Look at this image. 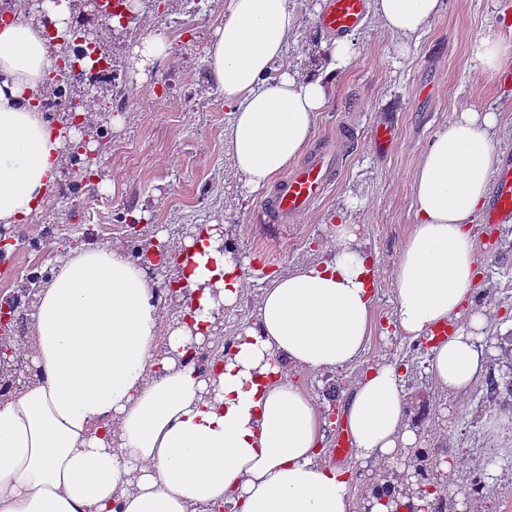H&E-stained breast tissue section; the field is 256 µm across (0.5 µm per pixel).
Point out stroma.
<instances>
[{
  "label": "stroma",
  "mask_w": 512,
  "mask_h": 512,
  "mask_svg": "<svg viewBox=\"0 0 512 512\" xmlns=\"http://www.w3.org/2000/svg\"><path fill=\"white\" fill-rule=\"evenodd\" d=\"M325 3L290 0L298 17L285 53L291 70L306 73L321 64L320 44L329 35L317 19ZM225 5L206 0L193 13L185 0H140L131 22L110 27L85 0H72L80 29L99 35L112 64V78L93 77L80 86L88 124L96 130V148L87 158L110 187L101 190L99 178L62 168L42 213L21 230L13 258L0 272V297L32 302L22 290L26 273L50 272L87 232L134 253L151 240L177 243L192 228L214 222L245 259L248 280L240 301L224 312V331L215 341L222 348L253 321L257 296L273 276L326 259L334 224L360 225L375 287L373 334L358 368L382 359L409 368L406 411L418 443L406 466L417 464L423 452L452 462V470L436 478L447 493L446 512H512V404L492 399L481 380L463 393L441 390L427 372L430 351L393 332L397 260L415 222L414 176L436 133L466 109L497 113L493 146L501 160H512V81L483 73L470 58L479 34L512 25V0H444L440 15L411 37L404 55L397 51L398 37L367 13L350 34L356 54L337 77L313 135L320 141L350 125L354 149L323 202L285 224L260 222L265 194L246 192L236 176L228 147L232 115L206 77L209 33L223 23ZM148 34L169 36L172 50L137 84L129 78L127 55ZM384 121L395 125L396 136L381 151L371 131ZM474 231L479 273L473 307L488 314L487 369L503 383L512 380V229L491 234L478 220ZM356 370L296 373L292 379L324 411L343 406ZM331 385L336 396L330 401ZM343 428L339 417L328 424L326 460L347 470L360 494L378 482L377 466L353 455L336 460L333 449Z\"/></svg>",
  "instance_id": "1"
}]
</instances>
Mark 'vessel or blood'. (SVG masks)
Wrapping results in <instances>:
<instances>
[{"label": "vessel or blood", "mask_w": 512, "mask_h": 512, "mask_svg": "<svg viewBox=\"0 0 512 512\" xmlns=\"http://www.w3.org/2000/svg\"><path fill=\"white\" fill-rule=\"evenodd\" d=\"M365 13L366 0H327L318 23L328 33L341 35L354 30ZM340 168V154L327 145H318L307 160L287 174L280 188L264 199V219L282 224L313 210L337 181ZM491 198L487 226L496 231L512 222V164L498 171Z\"/></svg>", "instance_id": "1"}]
</instances>
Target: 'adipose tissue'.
<instances>
[{"instance_id":"1","label":"adipose tissue","mask_w":512,"mask_h":512,"mask_svg":"<svg viewBox=\"0 0 512 512\" xmlns=\"http://www.w3.org/2000/svg\"><path fill=\"white\" fill-rule=\"evenodd\" d=\"M443 0H372L384 27L409 38ZM297 16L289 0H227L212 34L208 77L232 114L229 152L250 191L272 184L308 148L329 91L349 64L348 37L325 45L319 72L282 67ZM74 24L71 0H41L37 17L0 14V224L28 223L61 176L68 144L34 97ZM171 51L161 35L131 49L145 82ZM471 53L503 77L512 42L488 30ZM497 118L466 110L439 131L414 180L416 221L396 271L402 338L431 341L429 371L451 392L484 367L485 313L460 322L477 264L471 230L498 155ZM355 224L333 227L331 255L261 288L252 322L223 364L201 370L189 351L211 342L244 292L222 228H194L177 250L181 314L161 322L152 264L109 241L86 242L53 267L33 301L32 333L17 346L25 383L0 384V512H349L350 479L323 456V422L289 370L332 371L362 358L371 336L372 281ZM449 325L447 338L435 330ZM164 350H156L157 336ZM405 370L369 366L345 404L357 458L394 474L415 448Z\"/></svg>"}]
</instances>
